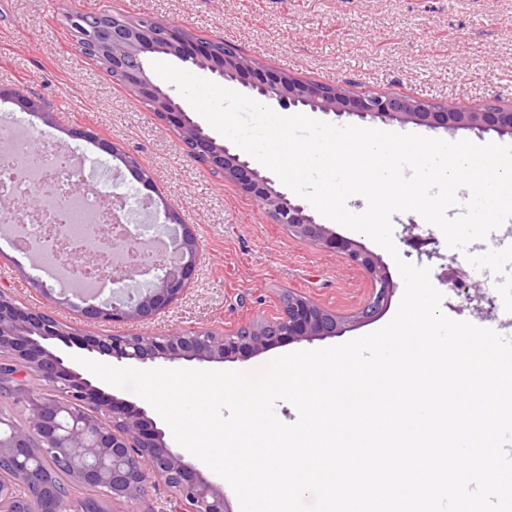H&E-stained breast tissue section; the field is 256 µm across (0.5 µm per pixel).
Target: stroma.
Returning <instances> with one entry per match:
<instances>
[{
  "instance_id": "obj_1",
  "label": "stroma",
  "mask_w": 512,
  "mask_h": 512,
  "mask_svg": "<svg viewBox=\"0 0 512 512\" xmlns=\"http://www.w3.org/2000/svg\"><path fill=\"white\" fill-rule=\"evenodd\" d=\"M144 14L179 24L199 39L223 41L262 62L269 76L297 75L338 84L353 94H408L465 109L489 101L512 103V0H0V85L42 98L56 114L45 126L14 104L0 103V116L17 118L42 139L97 155L90 141L68 129L92 130L120 150L138 156L159 194L175 206L200 241L190 289L152 323H102L99 335L161 334L201 327L231 330L258 316L276 315L285 291L305 296L348 317L340 333L295 341L225 359L224 370H251L300 350L339 345L370 334L394 316L404 289L396 259L430 270L452 319L498 330L502 312L497 283L485 270L512 266V219L505 246L469 243L449 248L443 233L417 213L391 217L397 255L364 234L327 221L337 236L378 255L396 285L386 310L366 323L351 317L368 301L371 283L339 254L315 248L271 223L250 197L210 173L184 150L177 132L128 88L117 85L84 56L68 27L75 12ZM331 124L435 136L448 141L512 145V136L470 130H431L411 123L327 115ZM39 258L0 245V289L18 303L43 305L34 289Z\"/></svg>"
}]
</instances>
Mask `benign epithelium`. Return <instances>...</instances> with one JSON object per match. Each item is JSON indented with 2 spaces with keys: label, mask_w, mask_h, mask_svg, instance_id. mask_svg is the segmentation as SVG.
I'll use <instances>...</instances> for the list:
<instances>
[{
  "label": "benign epithelium",
  "mask_w": 512,
  "mask_h": 512,
  "mask_svg": "<svg viewBox=\"0 0 512 512\" xmlns=\"http://www.w3.org/2000/svg\"><path fill=\"white\" fill-rule=\"evenodd\" d=\"M69 25L95 57L128 87L154 114L176 128L189 155L210 172L253 198L275 224L311 246L338 253L370 279L369 301L352 318L342 317L293 292L284 296L276 316L257 317L233 330L217 333L199 328L160 336H109L91 344V350L118 361L140 363L163 360L222 362L285 342L314 340L339 334L351 319L369 321L382 313L395 284L384 262L356 242L336 236L316 220L308 207L272 187L271 180L251 167L249 160L217 141L149 76L145 61L150 54H164L228 81L237 82L257 98L282 110L306 105L314 112L347 114L361 119L396 120L402 124L445 130H477L512 136V106L490 103L475 109L435 105L408 95L366 93L352 96L336 85L300 80L281 73L275 81L251 80L263 68L231 48L185 35L177 24L139 21L95 22L78 12ZM0 99L22 111L55 124V115L43 101L20 89L0 88ZM119 160L144 186L154 187L152 172L139 158L120 152L112 142L85 131L75 133ZM166 238L173 257L157 256L150 265L132 262L112 268L102 253L89 252L82 262L123 277L145 276L146 287L117 289L111 300L85 302L76 307L88 324L144 322L157 317L188 290L196 268L200 243L194 225L163 204ZM74 328L58 321L47 308L17 303L0 290V399L10 396L21 404L25 421L0 412V512H25L17 506V475L31 485L39 499L37 512H114L116 505H131L147 488L163 483L169 490L171 512H229L224 487L185 461L170 446L166 433L144 420V411L110 400L88 379L65 365V359L43 342L73 335ZM27 373L49 384L52 393H32L20 375Z\"/></svg>",
  "instance_id": "1"
}]
</instances>
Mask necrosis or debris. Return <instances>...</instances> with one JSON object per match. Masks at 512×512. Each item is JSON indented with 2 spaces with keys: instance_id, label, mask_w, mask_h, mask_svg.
<instances>
[{
  "instance_id": "4bbe7bcc",
  "label": "necrosis or debris",
  "mask_w": 512,
  "mask_h": 512,
  "mask_svg": "<svg viewBox=\"0 0 512 512\" xmlns=\"http://www.w3.org/2000/svg\"><path fill=\"white\" fill-rule=\"evenodd\" d=\"M0 136L9 143L0 151V199L21 198L32 190L45 197L43 213L29 218L22 211L0 212V224L12 228L16 244L38 250L49 267L58 263L57 249L65 247L71 262H78L89 251L111 253L112 242L97 231L98 225L112 221V211L105 200L84 195L76 186V177L97 184L108 182L106 167L94 158L74 151L58 150L44 143L41 156H34L29 137L16 123L0 125ZM124 205L121 235L130 246H159L162 235L145 203L130 194H122Z\"/></svg>"
}]
</instances>
